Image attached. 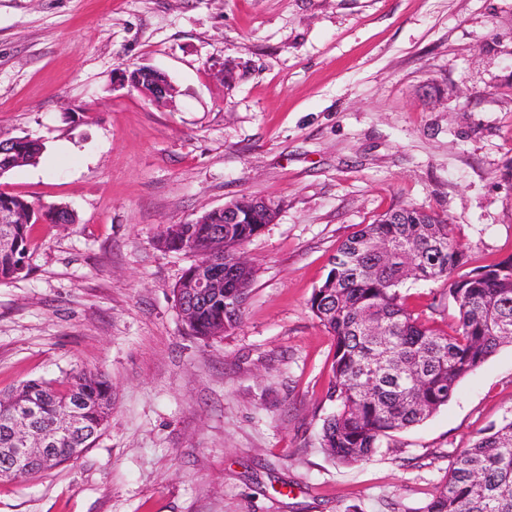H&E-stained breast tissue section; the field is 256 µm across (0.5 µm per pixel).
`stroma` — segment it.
I'll return each instance as SVG.
<instances>
[{"label": "stroma", "instance_id": "obj_1", "mask_svg": "<svg viewBox=\"0 0 512 512\" xmlns=\"http://www.w3.org/2000/svg\"><path fill=\"white\" fill-rule=\"evenodd\" d=\"M133 64L172 106L113 85ZM0 136L44 145L0 191L75 217L38 224L0 283V394L112 384L93 446L0 481V512H420L512 412L507 343L371 461L336 463L333 338L309 309L338 245L398 205L446 216L469 268L512 257V0H0ZM244 195L278 215L243 247L241 323L202 340L173 294L195 258L158 237ZM406 288L447 330L442 283Z\"/></svg>", "mask_w": 512, "mask_h": 512}]
</instances>
